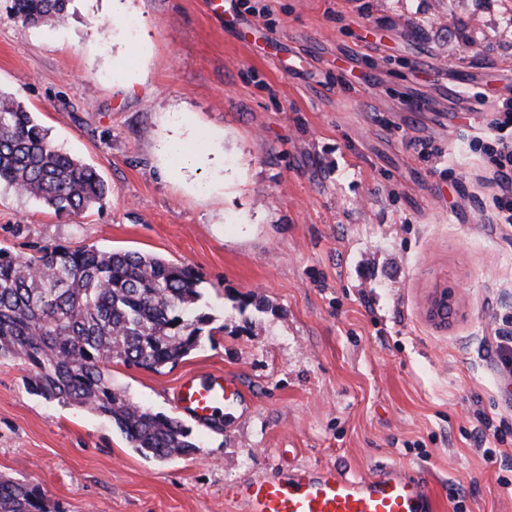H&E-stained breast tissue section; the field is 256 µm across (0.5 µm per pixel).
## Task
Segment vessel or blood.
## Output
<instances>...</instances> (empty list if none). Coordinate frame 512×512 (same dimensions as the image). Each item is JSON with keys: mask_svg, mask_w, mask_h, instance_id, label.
Masks as SVG:
<instances>
[{"mask_svg": "<svg viewBox=\"0 0 512 512\" xmlns=\"http://www.w3.org/2000/svg\"><path fill=\"white\" fill-rule=\"evenodd\" d=\"M174 402L183 416L208 427L218 412L236 407L239 391L230 375L193 373L177 384ZM224 496L242 502L246 512H430L432 503L426 482L397 465L369 477L304 468L229 486Z\"/></svg>", "mask_w": 512, "mask_h": 512, "instance_id": "b4317fda", "label": "vessel or blood"}]
</instances>
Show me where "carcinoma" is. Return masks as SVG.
Instances as JSON below:
<instances>
[{
	"label": "carcinoma",
	"mask_w": 512,
	"mask_h": 512,
	"mask_svg": "<svg viewBox=\"0 0 512 512\" xmlns=\"http://www.w3.org/2000/svg\"><path fill=\"white\" fill-rule=\"evenodd\" d=\"M34 27L59 21L71 0H11ZM56 213L101 203L110 187L55 145L16 96L0 92V185ZM188 265L152 255L54 245L21 257L0 247V359L24 363L32 392L112 421L137 453L156 460L198 451L177 418L112 385L114 361L155 372L199 347L214 318ZM0 512H57L38 487L0 476Z\"/></svg>",
	"instance_id": "obj_1"
}]
</instances>
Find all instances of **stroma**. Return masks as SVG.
Returning <instances> with one entry per match:
<instances>
[{
	"label": "stroma",
	"instance_id": "1",
	"mask_svg": "<svg viewBox=\"0 0 512 512\" xmlns=\"http://www.w3.org/2000/svg\"><path fill=\"white\" fill-rule=\"evenodd\" d=\"M223 3L74 0L33 27L0 0V90L111 188L73 215L1 187L0 246L191 266L212 337L158 373L112 363V383L169 416L186 374L242 391L193 427L197 453L159 462L0 359V474L62 512H245L226 487L395 463L437 512H512V228L473 148L512 98V0ZM197 144L208 165L186 171ZM438 288L455 294L444 323L426 311Z\"/></svg>",
	"mask_w": 512,
	"mask_h": 512
}]
</instances>
